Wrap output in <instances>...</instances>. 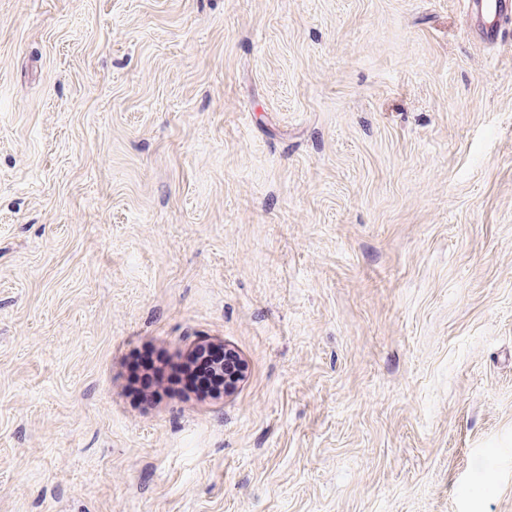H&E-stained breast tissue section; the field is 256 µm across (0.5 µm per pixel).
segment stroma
<instances>
[{
	"instance_id": "35a3bbf8",
	"label": "stroma",
	"mask_w": 512,
	"mask_h": 512,
	"mask_svg": "<svg viewBox=\"0 0 512 512\" xmlns=\"http://www.w3.org/2000/svg\"><path fill=\"white\" fill-rule=\"evenodd\" d=\"M0 512H512V20L0 0ZM185 355L179 357L178 361L172 365V369L175 374L171 381L175 384H181L183 389L193 392L198 396L219 397L222 393L230 394L235 390L238 383L244 377V362H242V360L238 358L233 351L224 347V358L220 365V373L206 389L199 390L197 388H192L185 381L186 374L190 370V366L186 362Z\"/></svg>"
}]
</instances>
